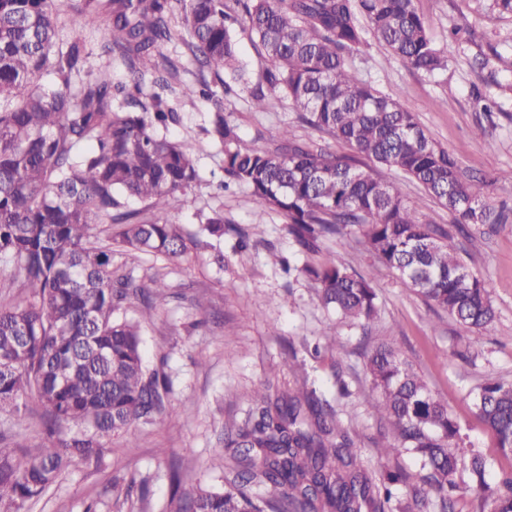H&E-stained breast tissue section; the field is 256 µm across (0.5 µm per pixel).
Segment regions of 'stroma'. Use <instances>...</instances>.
<instances>
[{
	"label": "stroma",
	"instance_id": "1",
	"mask_svg": "<svg viewBox=\"0 0 512 512\" xmlns=\"http://www.w3.org/2000/svg\"><path fill=\"white\" fill-rule=\"evenodd\" d=\"M436 45H445L449 30L467 26L470 38L438 77L417 74L379 45L363 49L356 66L384 93L402 95L428 134L455 158L465 176L485 179L492 204L512 202V88L498 91L502 112L486 119L471 91L484 88L485 74L472 66L474 56L490 44L512 38V16L490 10L489 0H415ZM81 35L89 55L81 79L110 70L115 80L126 72L104 50V28L87 27L68 17L58 35L66 44ZM178 114L167 129L172 139L189 145L197 159L194 188L169 211L198 240L187 259L145 257L131 260L127 272L141 283L162 279L164 296L154 298L143 324L144 351L162 365L170 380V415L141 427L133 447L113 441L101 462L76 463L65 470L29 512H167L171 487L169 467L185 469L188 483L220 489L224 467V423L247 405L265 384L285 391L302 385L316 388L349 429L369 471L398 466L414 472L411 455L384 458L377 446L379 426L368 401L372 391L363 375V338L401 349L432 391L468 428L469 440L490 462L489 479L512 470V457L502 455L492 432L471 411L470 395L487 374L512 380V221L468 226L454 242L471 270L490 285L497 312L492 328L474 337L443 311L405 290L395 271L360 248L356 236L330 237L319 252L300 251L284 219L263 208L246 188H223L224 154L205 129L209 104L184 99L178 90L163 94ZM226 118L235 126L243 148L270 147L278 131L348 153L343 142L297 120L296 112L273 103L270 111H252L245 93L229 96ZM223 208L221 239L198 236L200 215ZM334 255L357 271L371 274L379 295L380 315L370 330L326 309L305 265ZM336 338L327 348L325 334Z\"/></svg>",
	"mask_w": 512,
	"mask_h": 512
}]
</instances>
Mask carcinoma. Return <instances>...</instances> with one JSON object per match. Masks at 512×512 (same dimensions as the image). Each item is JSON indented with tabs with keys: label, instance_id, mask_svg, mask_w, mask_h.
Wrapping results in <instances>:
<instances>
[{
	"label": "carcinoma",
	"instance_id": "obj_1",
	"mask_svg": "<svg viewBox=\"0 0 512 512\" xmlns=\"http://www.w3.org/2000/svg\"><path fill=\"white\" fill-rule=\"evenodd\" d=\"M86 27L103 26L106 52L118 55L133 87L108 71L75 82L86 57L76 36L57 46L63 7ZM182 11L197 65L224 95L180 83L185 97L212 103L207 134L224 152V186H245L265 209L283 216L297 245L319 250L323 239L360 234L364 250L395 270L404 288L470 332L489 330L496 311L488 288L464 262L453 237L408 204L401 185L361 166L367 158L395 170L448 209L455 225L504 224L482 178H461L400 98L368 81L352 58L374 41L409 70L439 75L468 41L453 27L448 47L432 41L415 0H0V259L29 296L0 304V409L32 411L41 443L15 437L0 444V505L21 512L39 501L71 462L99 463L114 436L171 415L168 377L145 358L139 320L120 313L150 295L114 268V253L181 259L194 239L166 213L195 184L188 146L160 134L178 114L156 92L144 102L146 76L172 88L178 69L162 53ZM258 40L270 63L249 87L238 57L239 34ZM491 67L489 82L512 76V45L474 59ZM248 93L256 112L275 99L307 126L351 153L316 148L283 128L272 149H242L224 118L225 97ZM146 203L149 217L124 210L119 197ZM118 225L114 241L93 226ZM203 230L224 236V209ZM304 272L324 306L367 328L379 312L367 275L331 257ZM374 415L389 440L381 455L413 454L415 473L399 467L370 477L347 427L317 391L284 393L264 386L241 421L224 423L233 479L224 490L188 487L171 471L170 512H448L463 488L479 512H512V471L491 483L488 464L467 448L461 423L395 346L363 352ZM475 416L512 456V381L489 378L472 398Z\"/></svg>",
	"mask_w": 512,
	"mask_h": 512
}]
</instances>
